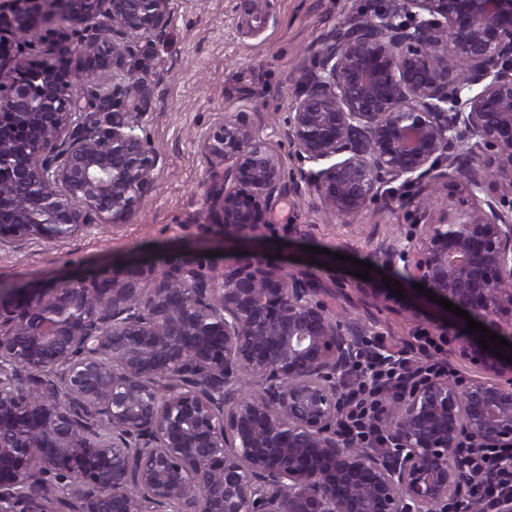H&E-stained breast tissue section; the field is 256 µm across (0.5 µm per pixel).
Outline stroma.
<instances>
[{
	"label": "stroma",
	"instance_id": "stroma-1",
	"mask_svg": "<svg viewBox=\"0 0 512 512\" xmlns=\"http://www.w3.org/2000/svg\"><path fill=\"white\" fill-rule=\"evenodd\" d=\"M363 2L262 0L257 6L253 0H192L163 41L141 47L140 71L153 89L146 133L164 166L139 215L59 244L2 248L0 281L41 285L186 258L221 265L238 252H257L288 270L313 273L335 292L328 305L358 306L370 335L383 337L387 347L425 330L444 336L448 363L458 376L481 375L478 365L452 352L454 337L467 332L466 321L442 322L409 288L387 309L364 305L354 289L358 260L374 268L370 287H382L376 249L415 223L413 208L389 197L357 217L339 219L320 209L312 194L287 193L269 202L258 238L226 242L203 224L207 173L195 134L218 112L255 109L269 123H282L299 96L296 69L308 64L322 33L348 20Z\"/></svg>",
	"mask_w": 512,
	"mask_h": 512
}]
</instances>
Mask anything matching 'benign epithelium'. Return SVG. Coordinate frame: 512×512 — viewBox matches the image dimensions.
I'll return each instance as SVG.
<instances>
[{"label":"benign epithelium","instance_id":"1","mask_svg":"<svg viewBox=\"0 0 512 512\" xmlns=\"http://www.w3.org/2000/svg\"><path fill=\"white\" fill-rule=\"evenodd\" d=\"M186 5L0 6V248L140 213L162 161L132 61ZM54 18V55L24 53ZM297 84L283 124L218 113L198 136L205 225L257 238L277 195L352 218L416 187L404 204L425 223L379 257L512 343V0H371ZM440 188L461 207L431 204ZM358 343L318 282L258 253L0 285V512H448L464 492L454 449L512 446V367L456 338L483 374L407 373L383 453L342 432Z\"/></svg>","mask_w":512,"mask_h":512}]
</instances>
